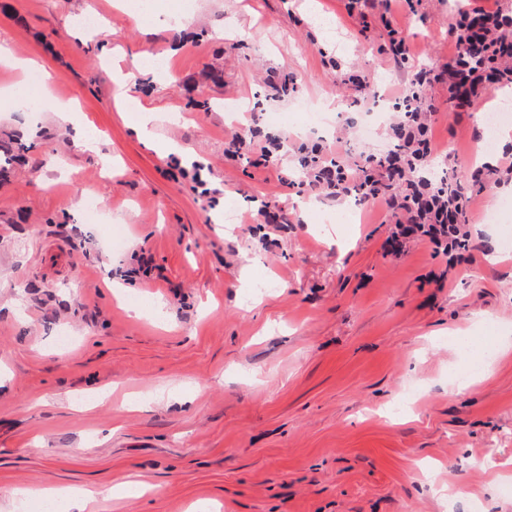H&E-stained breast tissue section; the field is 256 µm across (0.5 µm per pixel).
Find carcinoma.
Here are the masks:
<instances>
[{"mask_svg": "<svg viewBox=\"0 0 512 512\" xmlns=\"http://www.w3.org/2000/svg\"><path fill=\"white\" fill-rule=\"evenodd\" d=\"M450 24L458 53L446 65L426 67L415 74L408 87L409 98L397 106L404 116L391 127L392 148L381 156L364 157L354 177L339 156L321 147L312 148L301 160L298 178L301 184L313 187L319 171L334 170L338 197L349 192L358 201L367 202L383 196L398 224L405 215L410 224L452 226L448 257L453 262L468 250L471 241L468 197L512 180V167L483 165L470 174L452 168L439 179L430 178L424 136L435 107L428 101L427 89L436 83L448 85V111L456 112L471 108L496 89L512 88V15L465 11ZM382 52L403 64L409 61L406 37L393 28ZM26 151L19 139L0 141V178L25 160Z\"/></svg>", "mask_w": 512, "mask_h": 512, "instance_id": "1", "label": "carcinoma"}]
</instances>
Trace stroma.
<instances>
[{"instance_id": "obj_1", "label": "stroma", "mask_w": 512, "mask_h": 512, "mask_svg": "<svg viewBox=\"0 0 512 512\" xmlns=\"http://www.w3.org/2000/svg\"><path fill=\"white\" fill-rule=\"evenodd\" d=\"M112 2L0 0V38L51 75L0 68V137L32 143L0 182V512H40L12 492L50 486L93 491L68 512H512V479L488 488L480 466L512 461V210L488 227L471 212L475 248L452 266L422 239L393 252L385 200L305 216L320 193L292 184L303 143L388 151L412 73L377 49L395 27L415 66L452 60V0H375L365 22L348 0ZM157 13L193 21L159 30ZM153 54L165 69L143 67ZM348 73L382 93L365 141L371 104ZM15 93L42 111L7 110ZM430 96L439 166L469 160L476 110L448 113L442 84ZM144 110L206 160L208 192L137 138ZM253 129L279 140L274 165L228 154ZM485 352L493 371L474 378ZM423 463L452 491L417 481ZM132 480L141 497L114 495Z\"/></svg>"}]
</instances>
